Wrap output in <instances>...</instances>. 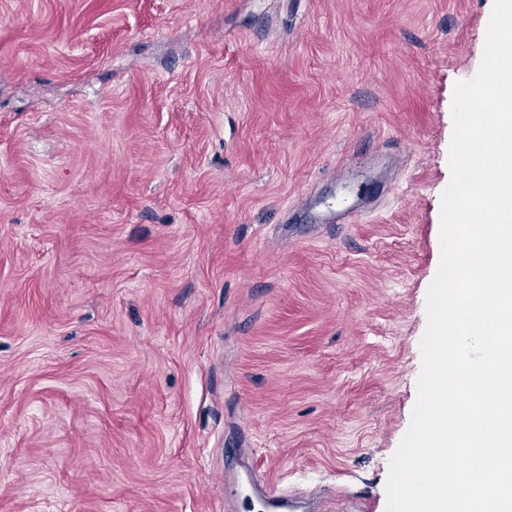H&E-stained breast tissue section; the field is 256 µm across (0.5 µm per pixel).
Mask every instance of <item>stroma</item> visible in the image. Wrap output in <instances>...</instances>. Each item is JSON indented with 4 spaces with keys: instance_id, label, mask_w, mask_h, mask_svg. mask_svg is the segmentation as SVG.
<instances>
[{
    "instance_id": "obj_1",
    "label": "stroma",
    "mask_w": 512,
    "mask_h": 512,
    "mask_svg": "<svg viewBox=\"0 0 512 512\" xmlns=\"http://www.w3.org/2000/svg\"><path fill=\"white\" fill-rule=\"evenodd\" d=\"M492 3L0 0V512H386Z\"/></svg>"
}]
</instances>
